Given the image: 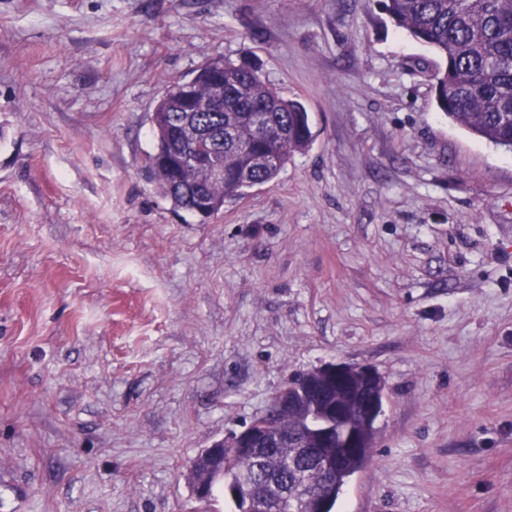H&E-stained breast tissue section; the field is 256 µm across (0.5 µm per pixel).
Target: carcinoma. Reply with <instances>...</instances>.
<instances>
[{
  "instance_id": "cac0c4a2",
  "label": "carcinoma",
  "mask_w": 512,
  "mask_h": 512,
  "mask_svg": "<svg viewBox=\"0 0 512 512\" xmlns=\"http://www.w3.org/2000/svg\"><path fill=\"white\" fill-rule=\"evenodd\" d=\"M394 25L434 49L442 63L435 75L438 108L458 126L498 146L512 144V0H382ZM188 119L222 152L224 179L201 182L196 152L185 145L170 168L148 156V168L175 210L214 216L225 200L274 181L292 153L310 139L303 106L284 99L257 72L224 58L202 64L156 103L155 145L177 140ZM323 415L273 410L270 419L287 440L249 457L225 453L226 477L247 475L246 494L275 512H307L308 496L332 488L341 493L362 470L372 449L344 455L326 474L314 447Z\"/></svg>"
}]
</instances>
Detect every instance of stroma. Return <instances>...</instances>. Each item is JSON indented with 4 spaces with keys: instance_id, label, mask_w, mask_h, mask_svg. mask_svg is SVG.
<instances>
[{
    "instance_id": "obj_1",
    "label": "stroma",
    "mask_w": 512,
    "mask_h": 512,
    "mask_svg": "<svg viewBox=\"0 0 512 512\" xmlns=\"http://www.w3.org/2000/svg\"><path fill=\"white\" fill-rule=\"evenodd\" d=\"M309 116L207 219L145 172L205 61ZM381 0H0V512H191L290 374L373 366L337 512H512V151L438 108Z\"/></svg>"
}]
</instances>
